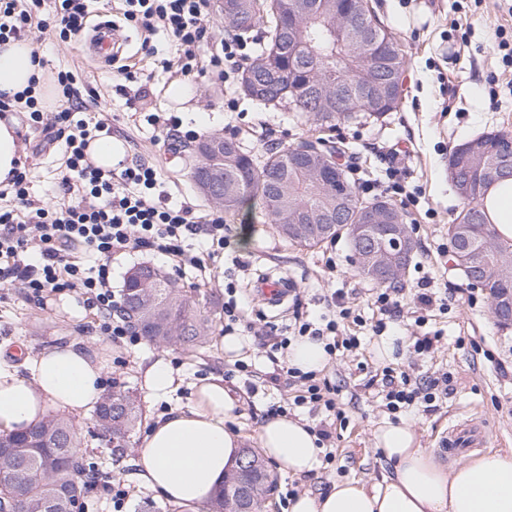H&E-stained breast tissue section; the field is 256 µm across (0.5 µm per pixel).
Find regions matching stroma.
<instances>
[{"label": "stroma", "mask_w": 512, "mask_h": 512, "mask_svg": "<svg viewBox=\"0 0 512 512\" xmlns=\"http://www.w3.org/2000/svg\"><path fill=\"white\" fill-rule=\"evenodd\" d=\"M378 17L392 32L406 56L403 96L398 109L385 122L338 123L325 136L343 150L341 163L349 179L366 182L385 174L387 165L398 168V178L407 190H419L417 204L402 212L416 242L414 259L405 272L400 296L402 313L376 334L370 281L358 276L352 265L347 237L309 248L279 236L262 216L260 206L245 215L227 218L231 246L210 263L216 279L224 277L225 258H237L236 278L249 288L258 275L282 276L293 289L283 305L271 307L246 301L245 313L263 328L259 337H246L240 360L250 372L238 371L224 354V321L216 319L206 343L200 348L156 347L141 343L129 349L108 343L99 335L92 311L80 306L75 292L52 296L47 303L29 300L19 287L0 286V346L37 351L66 337L86 341L90 351L107 349L109 366L103 378L105 390L118 388L140 398L143 424L162 413L186 408L196 384L211 376L223 377L242 403L233 427L242 445H257L260 424L271 406L292 401L299 395V382L281 380L271 385L265 379L271 364L266 358V336H279L296 321L312 320L327 312V299L342 290L366 326H349L359 336L360 346L330 359L319 378L338 390L339 419L331 430L336 438L332 463H321L309 473L295 475L268 463L275 478L263 512H288V492H327L339 482L358 481L372 488L390 472L374 434L390 413L382 393L384 367L406 372L411 381L447 379L448 392L433 410L407 412L416 424L421 447L430 449L441 463H448L440 441L449 425L481 419L485 422L486 449L512 448V325L498 327L490 312L485 290L469 286L448 255V226L463 203L448 174V151L480 134L492 131L512 134V67L505 66L497 48L498 28L512 30V5L507 0H370ZM130 37L124 62L146 85L126 81L115 69L89 62L84 36L61 41L49 31L33 34L47 61L48 75L65 69L78 74L92 92L112 137L129 154L153 162L173 201H185L200 211L211 205L196 190L190 177L188 144L157 142L156 133L141 118L145 112H175L183 126L206 136L223 133L240 141L257 157L269 151L299 144L313 132L303 119L286 107L262 106L240 98L236 111L224 109V85L206 78L191 82L160 61L173 58L174 47L166 33L145 35L126 26ZM151 40L157 57L145 56L143 40ZM16 132L26 145L24 162L31 170L30 193L46 196L54 185L62 161L58 144L45 141L40 131L29 128L22 115H15ZM431 289L446 298V308H423L413 295L423 278ZM76 304L73 313L62 301ZM394 339L390 357L377 354L382 336ZM431 336L429 352H414L417 339ZM169 361L183 379L181 387L164 399H156L143 387L144 370L157 359ZM82 439L81 453L98 465L100 480L122 484L127 492L124 512H182L161 501L138 479L137 445L118 452L107 440L93 434L91 412L74 414Z\"/></svg>", "instance_id": "1"}]
</instances>
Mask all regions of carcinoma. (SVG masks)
Instances as JSON below:
<instances>
[{
    "instance_id": "1",
    "label": "carcinoma",
    "mask_w": 512,
    "mask_h": 512,
    "mask_svg": "<svg viewBox=\"0 0 512 512\" xmlns=\"http://www.w3.org/2000/svg\"><path fill=\"white\" fill-rule=\"evenodd\" d=\"M289 0H237L243 14L235 27L247 32L256 25L264 28L259 54L247 64L240 77V90L264 106L285 105L299 112L320 128L332 129L338 122H379L399 105L392 93L404 72L406 60L397 41L376 15L368 40L359 44L351 36L353 27L347 12L356 0H310L325 5L319 14L288 12ZM370 81L380 90L382 101L373 106L364 100L356 86ZM215 136L200 141L202 150L195 157L191 174L194 183L214 169V190L203 197L224 213L233 216L250 200L257 198L266 223L282 237L283 225L301 211L330 216L336 224L356 223V209L368 201L355 188L347 187L343 202L336 201V185L318 181L307 171L288 163L289 148L272 152L260 160L232 138L224 139L233 148L217 156L209 148ZM448 164L469 181L490 164L482 154L465 156L448 153ZM484 190L472 192L449 225L448 232L462 235L471 253L488 272L489 299L494 319L502 321L496 300L512 298V243L499 238L483 212ZM138 277H127L123 307L134 327L155 345H201L212 327L214 311L200 308L199 302L183 294L176 281L165 276L158 307L161 314L177 325L179 334L160 330L157 315L149 309L132 314L130 297L140 282L158 270L140 267ZM95 426L108 432V442L127 448L142 420V409L128 391L114 390L103 395L94 411ZM15 445L0 454V510L6 512H62L58 501L71 492L84 501L92 490L85 478L91 463L78 454V432L72 421L59 414L48 415L36 427L9 436Z\"/></svg>"
}]
</instances>
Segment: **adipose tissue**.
I'll list each match as a JSON object with an SVG mask.
<instances>
[{"label":"adipose tissue","mask_w":512,"mask_h":512,"mask_svg":"<svg viewBox=\"0 0 512 512\" xmlns=\"http://www.w3.org/2000/svg\"><path fill=\"white\" fill-rule=\"evenodd\" d=\"M24 41L0 45V90L23 91L39 68ZM485 212L501 239H512V177L491 184ZM105 353H89L83 341L28 354L21 365L0 362V434L38 425L47 407L69 412L91 407L103 394ZM239 400L222 378L202 383L192 405L159 416L144 436L136 465L143 483L159 497L197 512L233 471L242 447L227 424ZM318 437L304 419L270 416L261 423L263 454L293 474L314 469ZM375 442L392 471L383 485L368 489L341 482L332 491L304 494L290 512H512V448L486 452L450 467L422 448L412 423L388 422Z\"/></svg>","instance_id":"1"}]
</instances>
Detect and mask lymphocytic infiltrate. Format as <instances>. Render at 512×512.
I'll return each mask as SVG.
<instances>
[{
    "label": "lymphocytic infiltrate",
    "mask_w": 512,
    "mask_h": 512,
    "mask_svg": "<svg viewBox=\"0 0 512 512\" xmlns=\"http://www.w3.org/2000/svg\"><path fill=\"white\" fill-rule=\"evenodd\" d=\"M128 24L152 33L163 31L174 42L176 54L164 67L177 68L193 81L212 75L224 83L225 105L235 110V80L255 51L243 37H215L210 22L212 0H124ZM45 0H0V44L27 38L31 27L53 29L61 40L79 35L90 13L89 0H54L52 16L44 14ZM56 111L44 112L32 90L14 101L0 93V117L22 109L31 128L46 132L50 142L64 145L60 177L53 187L57 199L48 202L29 192L27 167H16L0 190V284L20 286L37 301L46 294L73 291L85 307L94 310L99 333L112 343L135 346L139 335L122 314V298L112 289L111 260L116 254L152 253L173 260L178 273L191 270L197 282L207 279V260L227 246L224 215L215 211L199 216L193 205L168 201L153 164L140 157L103 169L90 162L92 141L111 136L112 127L92 112V99L72 71L55 76ZM203 250H196V243ZM335 315L302 323L299 335L324 341L328 355L352 349L359 339H338L340 323L352 315L333 293ZM268 381L296 376L304 383L294 406L334 411L336 388L317 382L314 373H297L278 357H271ZM386 408L396 413L414 404L432 405L436 394L428 387L411 386L407 374L384 368Z\"/></svg>",
    "instance_id": "lymphocytic-infiltrate-1"
}]
</instances>
